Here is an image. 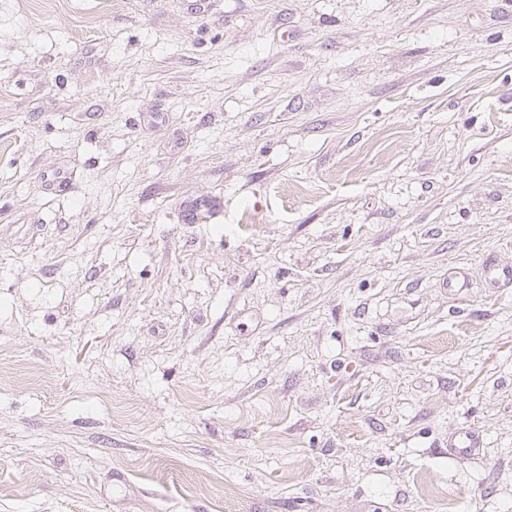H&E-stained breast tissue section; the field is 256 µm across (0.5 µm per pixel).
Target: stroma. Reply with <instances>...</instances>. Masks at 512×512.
<instances>
[{
    "mask_svg": "<svg viewBox=\"0 0 512 512\" xmlns=\"http://www.w3.org/2000/svg\"><path fill=\"white\" fill-rule=\"evenodd\" d=\"M488 260L506 0H0V512H512Z\"/></svg>",
    "mask_w": 512,
    "mask_h": 512,
    "instance_id": "35a3bbf8",
    "label": "stroma"
}]
</instances>
